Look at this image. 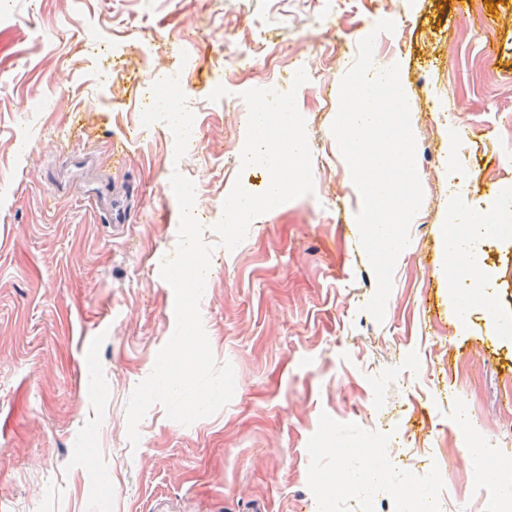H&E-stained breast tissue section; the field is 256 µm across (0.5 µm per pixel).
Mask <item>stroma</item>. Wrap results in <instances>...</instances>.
Returning <instances> with one entry per match:
<instances>
[{"mask_svg":"<svg viewBox=\"0 0 512 512\" xmlns=\"http://www.w3.org/2000/svg\"><path fill=\"white\" fill-rule=\"evenodd\" d=\"M493 23L494 56L469 24ZM395 24L375 34L379 21ZM103 44L90 48L87 30ZM375 34L416 97L424 198L383 322L359 241L361 197L332 131L339 81ZM317 70L299 91L295 66ZM178 72L200 138L182 160L166 124L135 130L154 81ZM291 97L310 179L265 201L269 172L244 162L249 100L270 77ZM468 120L455 147L447 111ZM120 150L122 165L112 164ZM512 0H0V512H423L429 473L413 458L368 468L340 449L371 439L451 459L453 502L500 512L453 432L481 424L498 455L512 383V233L487 236L496 321L457 318L442 262L449 167L482 210L512 204ZM199 189L213 245L199 309L232 400L185 426L153 405L127 438V402L175 328L160 276L177 245L173 171ZM108 186L129 215L113 229L88 191ZM262 201L229 237L224 198Z\"/></svg>","mask_w":512,"mask_h":512,"instance_id":"35a3bbf8","label":"stroma"}]
</instances>
